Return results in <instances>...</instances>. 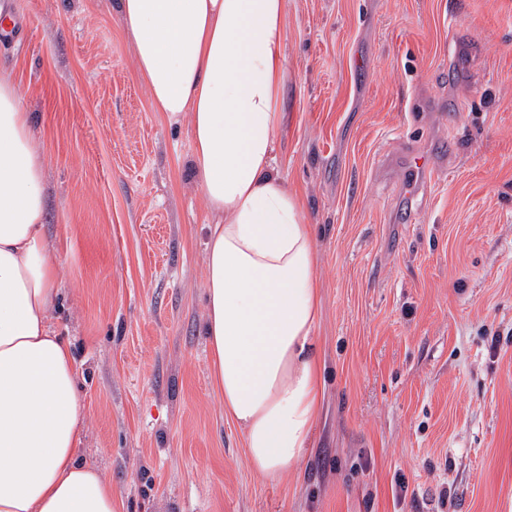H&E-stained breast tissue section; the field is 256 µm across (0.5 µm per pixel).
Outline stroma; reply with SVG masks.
Here are the masks:
<instances>
[{
	"instance_id": "35a3bbf8",
	"label": "stroma",
	"mask_w": 512,
	"mask_h": 512,
	"mask_svg": "<svg viewBox=\"0 0 512 512\" xmlns=\"http://www.w3.org/2000/svg\"><path fill=\"white\" fill-rule=\"evenodd\" d=\"M0 11L115 512H512V0H288L278 165L314 231L326 405L276 481L212 385L188 122L152 111L116 0ZM412 152L435 174L411 197Z\"/></svg>"
}]
</instances>
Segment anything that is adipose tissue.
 <instances>
[{
	"label": "adipose tissue",
	"instance_id": "1",
	"mask_svg": "<svg viewBox=\"0 0 512 512\" xmlns=\"http://www.w3.org/2000/svg\"><path fill=\"white\" fill-rule=\"evenodd\" d=\"M153 111L188 121L214 222L204 334L224 412L251 467L278 480L320 413L321 284L300 196L277 170L288 0H118ZM20 88L0 78V512H114L79 459L86 408L51 327L58 265L44 233V167Z\"/></svg>",
	"mask_w": 512,
	"mask_h": 512
}]
</instances>
